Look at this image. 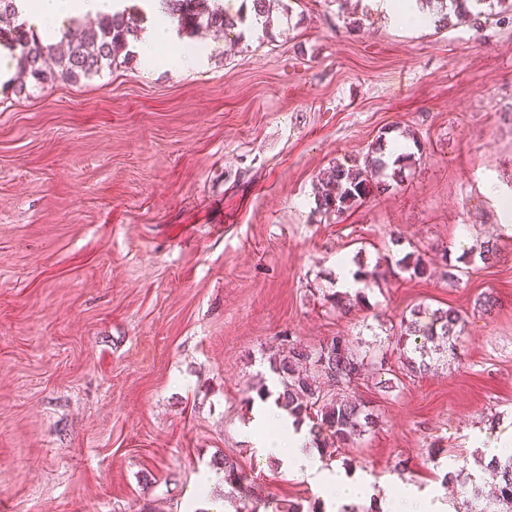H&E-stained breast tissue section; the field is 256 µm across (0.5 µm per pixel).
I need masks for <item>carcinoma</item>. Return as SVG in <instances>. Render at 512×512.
<instances>
[{"label": "carcinoma", "instance_id": "cac0c4a2", "mask_svg": "<svg viewBox=\"0 0 512 512\" xmlns=\"http://www.w3.org/2000/svg\"><path fill=\"white\" fill-rule=\"evenodd\" d=\"M436 3L438 26L448 22V10L460 17H470L472 24L480 28L492 17L512 12V0H477L488 5L489 12L482 10L471 15L464 0H433ZM274 0H250L252 21L261 26L263 33L271 29ZM158 7L178 22L179 30L192 37L202 30L222 31L229 35L243 24L246 13L240 10L231 14L224 10L221 0H156ZM146 19L144 11L138 14L124 8L108 17L99 18L96 25L81 29L80 37L71 36L66 29L62 39L67 49L59 52L56 45L42 42L32 31L14 23L0 27V47L9 49L16 61V68L29 82L11 85L17 95L26 93L27 84L45 86L57 81L91 79L104 71H112L134 58L133 42L141 33ZM388 139L378 136L363 162L338 163L323 173L315 192L316 211L326 216H340L361 206L374 190L387 186L385 180L394 182L405 176V156L393 161L385 159ZM399 268L414 277L427 272L426 262L419 253H408L399 261ZM361 291L353 294L336 291L328 297L333 308L340 313L348 312L358 300ZM466 322L464 315L453 308L430 309L418 304L401 315L398 327L392 336L398 346L404 347L400 358L407 373L422 375L430 368L427 344L441 336L448 339V348L455 349L453 340L462 331ZM416 342L414 352L408 355V341ZM365 356L355 350L352 342L344 336H334L318 348L309 349L288 342V347L269 357L270 370L280 387L276 402L296 420L312 422L311 432L315 442L326 440L330 444L342 443L372 429L376 414L370 407L351 395L364 368ZM480 467L491 470L498 482L485 491L484 486L468 473L448 475L446 479L461 483L468 494L465 500L469 512H512V454L488 460L480 459ZM224 483L238 491L243 498L241 512H319L316 505L305 508L300 503L290 502L284 506L260 498L249 485L241 467L224 460Z\"/></svg>", "mask_w": 512, "mask_h": 512}]
</instances>
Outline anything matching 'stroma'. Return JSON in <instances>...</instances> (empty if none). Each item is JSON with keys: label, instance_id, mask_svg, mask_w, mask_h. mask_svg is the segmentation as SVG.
Returning <instances> with one entry per match:
<instances>
[{"label": "stroma", "instance_id": "obj_1", "mask_svg": "<svg viewBox=\"0 0 512 512\" xmlns=\"http://www.w3.org/2000/svg\"><path fill=\"white\" fill-rule=\"evenodd\" d=\"M284 2L271 36L202 37L188 75L136 58L0 89V512H235L226 457L277 501L317 500L243 433L285 336L344 335L401 373L358 381L378 423L321 449L341 469L439 489L512 428V22L401 30L361 0ZM384 132L417 140L407 180L315 212L318 177ZM416 250L425 277L365 286L345 316L326 301L337 257ZM420 303L466 326L406 376L388 336Z\"/></svg>", "mask_w": 512, "mask_h": 512}]
</instances>
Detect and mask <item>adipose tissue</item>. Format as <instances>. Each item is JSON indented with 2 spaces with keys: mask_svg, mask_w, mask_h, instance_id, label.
<instances>
[{
  "mask_svg": "<svg viewBox=\"0 0 512 512\" xmlns=\"http://www.w3.org/2000/svg\"><path fill=\"white\" fill-rule=\"evenodd\" d=\"M388 23L400 28L418 29L431 24V15L417 0H369ZM116 0H21L19 20L34 32L53 37L65 30L72 19L99 17L113 13ZM206 46L181 39L176 21L165 17L155 20L138 41V54L147 66H162L189 74L205 59ZM254 448L260 454L276 455L284 471L322 486L327 508L339 512L369 496L384 500L389 512H448L443 495L412 484L391 491L389 486L372 489L370 481L355 473L325 465L312 448V436L304 425L279 409L274 402L254 406L247 426Z\"/></svg>",
  "mask_w": 512,
  "mask_h": 512,
  "instance_id": "obj_1",
  "label": "adipose tissue"
}]
</instances>
